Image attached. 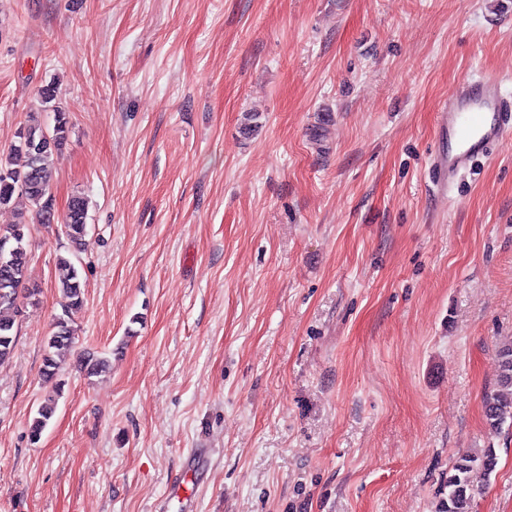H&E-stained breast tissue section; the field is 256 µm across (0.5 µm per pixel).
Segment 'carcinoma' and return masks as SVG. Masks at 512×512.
Returning <instances> with one entry per match:
<instances>
[{"instance_id": "cac0c4a2", "label": "carcinoma", "mask_w": 512, "mask_h": 512, "mask_svg": "<svg viewBox=\"0 0 512 512\" xmlns=\"http://www.w3.org/2000/svg\"><path fill=\"white\" fill-rule=\"evenodd\" d=\"M45 128L32 118L18 132V144L5 155H0V174L8 173L24 181L23 186H12L0 180V207L10 204L16 195L24 197L34 218L41 224L54 221V203L51 195V156L67 140L69 133L66 113L55 110L52 129L53 143L45 141ZM88 200L83 196L71 199L62 221L64 234L73 254L84 250L87 237ZM28 224L26 218L15 224L0 225V364L8 361L17 341L16 316L18 299L36 300L39 288L28 282ZM63 271L60 292L64 311L54 322V331L46 339L42 374L53 384L52 393L40 404L30 424V440L38 442L56 409L55 397L60 395L62 383L56 381L62 359L74 340L73 316L84 307L85 284L70 258L59 256ZM498 374L492 389L484 395V418L487 426L500 431L512 428V340L498 347L496 352ZM107 358L88 354L82 362L85 376L92 377L106 368ZM497 466V454L492 448L461 455L448 470L444 482L448 493L440 512H473L476 493V475L490 476Z\"/></svg>"}]
</instances>
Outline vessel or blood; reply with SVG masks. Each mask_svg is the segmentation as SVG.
<instances>
[{"label":"vessel or blood","mask_w":512,"mask_h":512,"mask_svg":"<svg viewBox=\"0 0 512 512\" xmlns=\"http://www.w3.org/2000/svg\"><path fill=\"white\" fill-rule=\"evenodd\" d=\"M440 121L447 146L435 156L432 178L447 191L477 157L512 133V94L504 90L500 76L486 73L453 88Z\"/></svg>","instance_id":"b4317fda"}]
</instances>
